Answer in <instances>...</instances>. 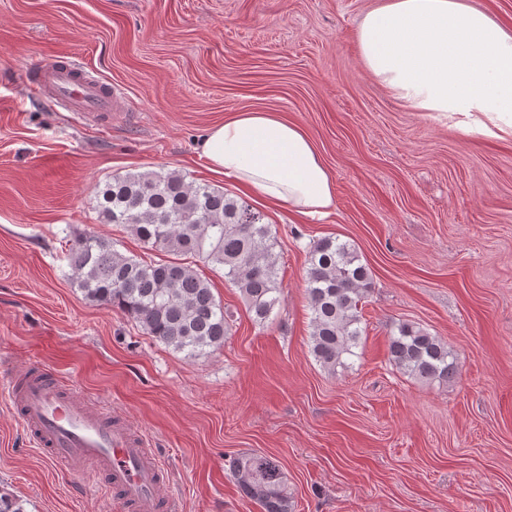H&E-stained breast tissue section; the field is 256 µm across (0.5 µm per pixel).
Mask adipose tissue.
I'll return each mask as SVG.
<instances>
[{"label":"adipose tissue","mask_w":512,"mask_h":512,"mask_svg":"<svg viewBox=\"0 0 512 512\" xmlns=\"http://www.w3.org/2000/svg\"><path fill=\"white\" fill-rule=\"evenodd\" d=\"M357 44L364 68L401 104L468 134L512 136V30L469 0H378ZM203 153L273 204L311 217L336 206L312 139L278 112L236 113L208 131Z\"/></svg>","instance_id":"obj_1"}]
</instances>
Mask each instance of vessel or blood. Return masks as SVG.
<instances>
[{
  "mask_svg": "<svg viewBox=\"0 0 512 512\" xmlns=\"http://www.w3.org/2000/svg\"><path fill=\"white\" fill-rule=\"evenodd\" d=\"M30 94L51 109L108 124L125 111L124 95L97 72L64 54H53L27 70ZM35 447L74 478L101 473L126 512H180V503L156 452L129 422L73 383L35 363L13 370L0 387Z\"/></svg>",
  "mask_w": 512,
  "mask_h": 512,
  "instance_id": "obj_1",
  "label": "vessel or blood"
}]
</instances>
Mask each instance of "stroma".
Wrapping results in <instances>:
<instances>
[{
    "label": "stroma",
    "instance_id": "1",
    "mask_svg": "<svg viewBox=\"0 0 512 512\" xmlns=\"http://www.w3.org/2000/svg\"><path fill=\"white\" fill-rule=\"evenodd\" d=\"M377 0H0V368L39 360L123 415L164 461L183 512H260L230 460L279 461L293 512H512V138H487L396 100L355 41ZM71 53L125 93L103 128L31 99L38 57ZM281 112L312 139L336 208L310 218L213 171L208 129ZM176 170L270 224L283 294L255 323L223 269V347L190 359L71 285L63 253L92 233L114 174ZM333 236L372 275L362 354L329 372L309 345L306 246ZM460 358L447 384L387 358L395 323ZM0 495L22 512H121L93 475L33 448L0 397Z\"/></svg>",
    "mask_w": 512,
    "mask_h": 512
}]
</instances>
